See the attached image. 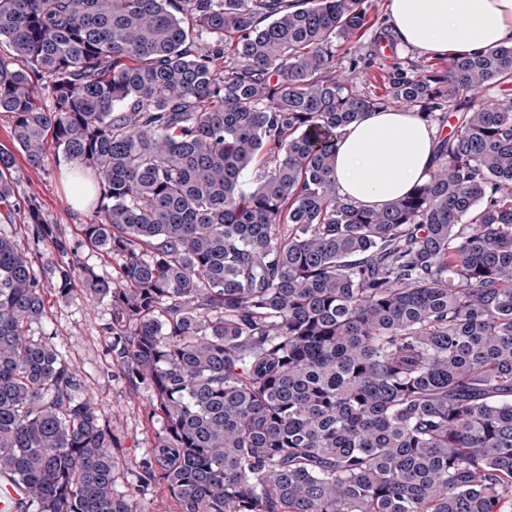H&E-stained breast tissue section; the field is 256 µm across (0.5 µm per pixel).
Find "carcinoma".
Instances as JSON below:
<instances>
[{"instance_id": "1", "label": "carcinoma", "mask_w": 512, "mask_h": 512, "mask_svg": "<svg viewBox=\"0 0 512 512\" xmlns=\"http://www.w3.org/2000/svg\"><path fill=\"white\" fill-rule=\"evenodd\" d=\"M368 0H0V112L33 167L92 170L106 279L45 285L0 237V479L19 512H142L112 427L29 326L108 299L112 360L152 392L149 478L180 512L512 509V46L336 70ZM206 35L200 42L192 33ZM385 70L382 91L353 86ZM400 107L455 131L381 207L332 180L338 131ZM0 148V203L16 202ZM255 176L249 183L243 177ZM37 238L56 229L26 202Z\"/></svg>"}]
</instances>
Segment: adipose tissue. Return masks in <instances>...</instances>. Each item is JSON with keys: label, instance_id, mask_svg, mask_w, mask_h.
<instances>
[{"label": "adipose tissue", "instance_id": "ef3b65f1", "mask_svg": "<svg viewBox=\"0 0 512 512\" xmlns=\"http://www.w3.org/2000/svg\"><path fill=\"white\" fill-rule=\"evenodd\" d=\"M388 12L399 43L423 54L512 44V0H388ZM437 135L410 111L367 113L339 133L337 192L369 206L406 195L433 167Z\"/></svg>", "mask_w": 512, "mask_h": 512}]
</instances>
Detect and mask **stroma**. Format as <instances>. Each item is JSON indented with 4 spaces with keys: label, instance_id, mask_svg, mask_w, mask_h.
I'll return each mask as SVG.
<instances>
[{
    "label": "stroma",
    "instance_id": "obj_1",
    "mask_svg": "<svg viewBox=\"0 0 512 512\" xmlns=\"http://www.w3.org/2000/svg\"><path fill=\"white\" fill-rule=\"evenodd\" d=\"M72 171V164L52 150L43 167H30L22 159L16 163L20 198L38 201L42 220L57 228L64 251L37 240L23 209L0 206V236L13 239L28 254L35 272L48 282L53 279L55 264L64 258L75 266L94 268L106 278L114 271L111 255L90 247L84 240L81 228L92 221L93 209L73 206L68 189ZM45 301L48 314L31 325L29 334L56 345L75 367L82 390L91 397L101 421L111 424L115 432L117 493L131 498L142 512L157 505L165 512H179L167 487L149 480L142 468L162 423L148 416L149 388L132 385L125 370L112 362L111 339L102 331L112 319L108 301L90 299L77 288L64 297L46 292Z\"/></svg>",
    "mask_w": 512,
    "mask_h": 512
}]
</instances>
